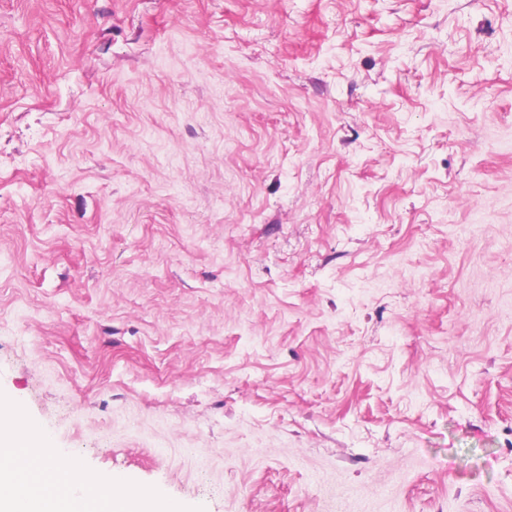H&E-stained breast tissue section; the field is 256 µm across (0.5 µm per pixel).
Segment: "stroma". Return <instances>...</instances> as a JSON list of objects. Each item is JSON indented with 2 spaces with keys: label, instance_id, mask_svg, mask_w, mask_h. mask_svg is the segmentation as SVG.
<instances>
[{
  "label": "stroma",
  "instance_id": "stroma-1",
  "mask_svg": "<svg viewBox=\"0 0 512 512\" xmlns=\"http://www.w3.org/2000/svg\"><path fill=\"white\" fill-rule=\"evenodd\" d=\"M0 396L182 512H512V0H0Z\"/></svg>",
  "mask_w": 512,
  "mask_h": 512
}]
</instances>
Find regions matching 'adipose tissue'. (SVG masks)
Returning <instances> with one entry per match:
<instances>
[{
	"label": "adipose tissue",
	"mask_w": 512,
	"mask_h": 512,
	"mask_svg": "<svg viewBox=\"0 0 512 512\" xmlns=\"http://www.w3.org/2000/svg\"><path fill=\"white\" fill-rule=\"evenodd\" d=\"M18 407L0 398V512H68L72 497L87 499V512H146L148 494L134 495L120 483L92 484L80 471L70 470L51 441L16 426ZM39 473L44 483L38 498L18 508L16 486L22 473Z\"/></svg>",
	"instance_id": "1"
}]
</instances>
